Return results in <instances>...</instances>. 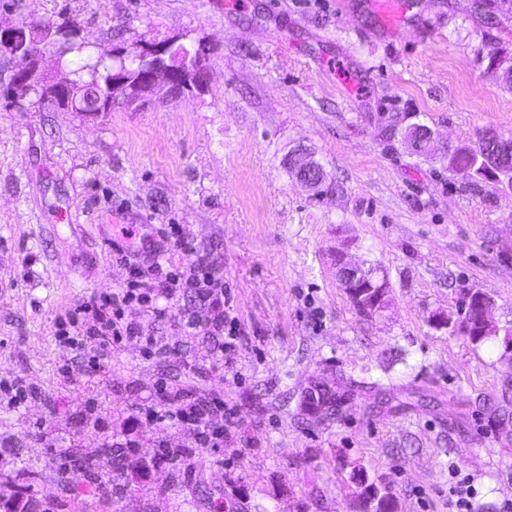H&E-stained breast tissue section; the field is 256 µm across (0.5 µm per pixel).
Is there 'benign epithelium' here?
<instances>
[{
    "label": "benign epithelium",
    "mask_w": 512,
    "mask_h": 512,
    "mask_svg": "<svg viewBox=\"0 0 512 512\" xmlns=\"http://www.w3.org/2000/svg\"><path fill=\"white\" fill-rule=\"evenodd\" d=\"M39 49L28 53L17 70L15 83L28 90H37L59 102V106L73 112L83 108L70 83V78L61 73L54 78L46 77L39 69L36 56ZM112 57L136 62L134 66L122 65L112 70L106 88L99 91V99L88 115L112 111L119 103H126L136 96L142 101H167L174 95L183 96L203 92L209 82V70L205 55L190 52L181 38L172 37L162 41L145 42L131 54L120 49ZM293 178L314 191L320 190L322 171L309 159L303 162L290 160ZM338 274L346 288L358 287V266L338 258Z\"/></svg>",
    "instance_id": "7a95c632"
}]
</instances>
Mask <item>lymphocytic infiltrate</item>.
<instances>
[{"mask_svg": "<svg viewBox=\"0 0 512 512\" xmlns=\"http://www.w3.org/2000/svg\"><path fill=\"white\" fill-rule=\"evenodd\" d=\"M159 237L161 245L154 250L151 263L133 266L123 288L91 297L56 322V336L74 349H83L85 337H97L98 352L86 361L90 369H101L102 359L112 348L130 341L139 343L146 355L163 353V339L155 335L153 328L169 321L177 323L187 336L202 330L223 336L221 366L229 368L228 357L236 348L239 327L225 310L228 294L223 274L202 260L173 263L170 252L185 255L193 252L192 241L180 225L160 230ZM132 306L143 310L147 323L127 320L125 311ZM223 411V399L200 398L182 389L169 390L162 384L150 402L140 409L139 416L151 425L167 421L186 428L191 437L190 449L167 448L163 455L191 461L197 449L223 446V429L212 425L213 416Z\"/></svg>", "mask_w": 512, "mask_h": 512, "instance_id": "f902f5d3", "label": "lymphocytic infiltrate"}]
</instances>
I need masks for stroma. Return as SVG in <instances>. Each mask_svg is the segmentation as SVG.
Wrapping results in <instances>:
<instances>
[{
    "instance_id": "1",
    "label": "stroma",
    "mask_w": 512,
    "mask_h": 512,
    "mask_svg": "<svg viewBox=\"0 0 512 512\" xmlns=\"http://www.w3.org/2000/svg\"><path fill=\"white\" fill-rule=\"evenodd\" d=\"M408 2L411 25L390 36L376 0H0V24L69 23L95 57L181 35L210 69L203 94L90 118L8 96L17 64L0 54V493L32 512H366L359 471L395 512H452L461 478L472 512L512 506V355L432 322L478 288L512 328V192L471 190L446 157L512 137V92L487 71L491 49L512 53V13ZM414 123L435 132L432 157L405 145ZM300 149L327 173L321 194L288 173ZM120 224L136 229L128 264L179 224L221 268L241 329L232 371L214 364L222 337L166 323L165 353L129 343L79 374L55 322L124 286ZM340 253L388 280L382 311L353 307ZM342 377L360 387L338 415L302 414L309 386ZM162 381L234 413L176 485L154 452L187 447V430L137 420ZM18 383L35 395L15 408ZM105 429L135 448L63 489V451ZM146 461L134 493L109 488Z\"/></svg>"
}]
</instances>
